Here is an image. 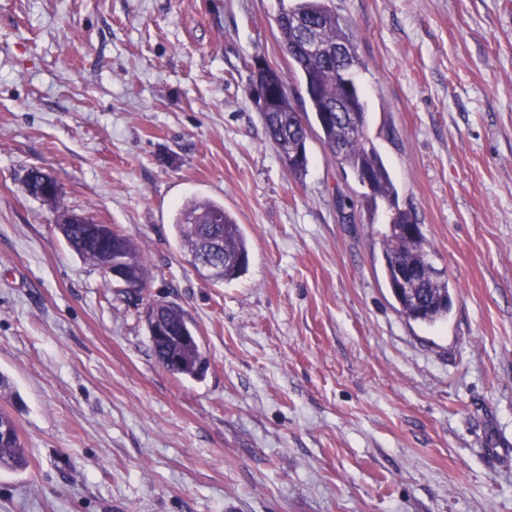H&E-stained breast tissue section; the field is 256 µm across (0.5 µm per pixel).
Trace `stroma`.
I'll list each match as a JSON object with an SVG mask.
<instances>
[{"label": "stroma", "instance_id": "obj_1", "mask_svg": "<svg viewBox=\"0 0 512 512\" xmlns=\"http://www.w3.org/2000/svg\"><path fill=\"white\" fill-rule=\"evenodd\" d=\"M373 140L454 289L396 312L383 214L317 140L292 177L250 96L292 75L279 0H0V408L29 450L0 512H512V0H331ZM61 204L148 256L139 300L66 243ZM223 202L250 262L206 280L173 226ZM173 302L203 379L152 352ZM25 184L27 191L33 197L43 200L45 197H50L54 205H56L57 213H63V215L71 214L67 210L59 207V189L54 190L50 195L47 194V188L44 184L43 177L40 171L33 170L28 173Z\"/></svg>", "mask_w": 512, "mask_h": 512}]
</instances>
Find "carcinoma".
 <instances>
[{"label": "carcinoma", "instance_id": "obj_1", "mask_svg": "<svg viewBox=\"0 0 512 512\" xmlns=\"http://www.w3.org/2000/svg\"><path fill=\"white\" fill-rule=\"evenodd\" d=\"M279 40L291 60L299 82L315 84L320 93L307 97V105L296 108L287 84L279 71L271 69V79L282 87L273 111L262 114L269 139L278 147L288 171L306 174L309 158L307 142L315 137L342 168L356 175L366 186L368 175L375 192H363L360 206L370 213L386 204L385 231L381 234L379 262L397 312L409 321L435 326L448 318L454 291L448 279L429 259V244L422 231L410 233L417 225L411 211L400 207L398 191L373 141L366 133L367 112L360 103L356 112H333L325 120L324 111L336 107L344 95L340 67L353 70L361 66L356 40L347 21L329 6V0H293L274 17ZM314 51L305 49V46ZM343 47L342 62L336 61V48ZM25 184L37 199L50 197L58 204L59 191L47 193L41 172L28 173ZM174 224L182 246L195 258L205 251L223 267V281L238 278L249 263L246 237L224 204L211 199H190L178 208ZM219 228V243H214V228ZM68 245L83 258L100 266L111 258L130 272L132 282L145 288L149 268L142 249L110 224H60ZM170 335L151 339L158 363L173 375L202 379L209 369L188 323L185 311L173 304L162 315ZM29 464L15 419L0 409V470L20 472Z\"/></svg>", "mask_w": 512, "mask_h": 512}]
</instances>
